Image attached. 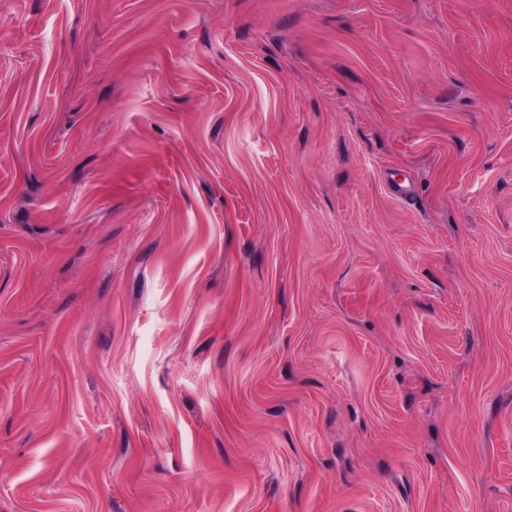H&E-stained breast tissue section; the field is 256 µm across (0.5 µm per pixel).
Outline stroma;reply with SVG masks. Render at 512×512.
Wrapping results in <instances>:
<instances>
[{"instance_id":"stroma-1","label":"stroma","mask_w":512,"mask_h":512,"mask_svg":"<svg viewBox=\"0 0 512 512\" xmlns=\"http://www.w3.org/2000/svg\"><path fill=\"white\" fill-rule=\"evenodd\" d=\"M0 512H512V0H0Z\"/></svg>"}]
</instances>
